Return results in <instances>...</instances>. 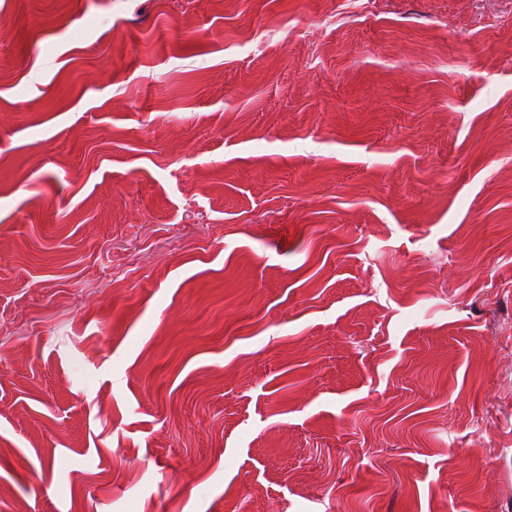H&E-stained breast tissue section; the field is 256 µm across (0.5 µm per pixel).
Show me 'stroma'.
Listing matches in <instances>:
<instances>
[{"mask_svg": "<svg viewBox=\"0 0 512 512\" xmlns=\"http://www.w3.org/2000/svg\"><path fill=\"white\" fill-rule=\"evenodd\" d=\"M0 512H512V0H0Z\"/></svg>", "mask_w": 512, "mask_h": 512, "instance_id": "1", "label": "stroma"}]
</instances>
